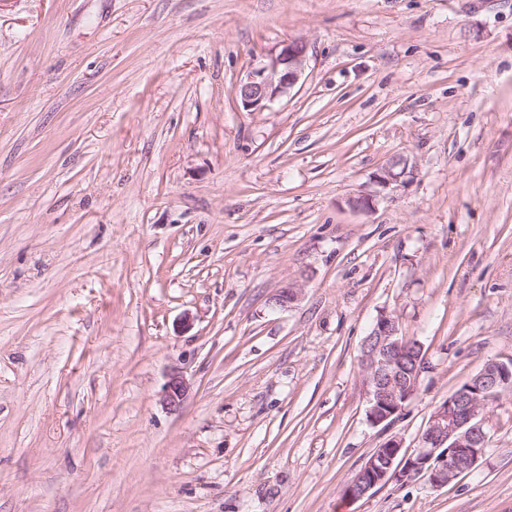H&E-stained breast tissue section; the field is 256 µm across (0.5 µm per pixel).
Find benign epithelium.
Masks as SVG:
<instances>
[{"label": "benign epithelium", "mask_w": 512, "mask_h": 512, "mask_svg": "<svg viewBox=\"0 0 512 512\" xmlns=\"http://www.w3.org/2000/svg\"><path fill=\"white\" fill-rule=\"evenodd\" d=\"M307 57L306 43L290 40L283 44L239 80L237 102L244 110L255 112L290 95L305 72ZM407 169V159L396 156L376 173L377 182L384 186L397 183ZM419 348L420 344L413 345L401 335L393 316L384 312L378 315L362 352L367 418L372 425L393 424L414 397L425 369ZM511 388L512 366L488 363L477 378L435 408L415 454H402L401 442L395 437L373 449L361 466V481L348 487L347 496L360 499L388 481L406 482L418 476L441 488L470 471L487 447L481 419L487 401ZM189 392L190 384L183 373L174 371L161 392V402L167 409L177 411Z\"/></svg>", "instance_id": "benign-epithelium-1"}]
</instances>
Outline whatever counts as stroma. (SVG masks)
I'll list each match as a JSON object with an SVG mask.
<instances>
[{"label":"stroma","instance_id":"1","mask_svg":"<svg viewBox=\"0 0 512 512\" xmlns=\"http://www.w3.org/2000/svg\"><path fill=\"white\" fill-rule=\"evenodd\" d=\"M293 39L300 83L245 111ZM383 311L426 361L387 429L361 362ZM491 360L512 0H0V512H512V391L448 486L344 493ZM308 48L300 40H290L260 66L241 78L236 88L237 102L249 112L261 110L275 99L290 95L306 67ZM407 169V159L402 156H396L392 158L391 161L378 173H376L375 177L378 183L384 186H389L393 183L399 182L407 173ZM190 384L181 371L172 372L166 381L160 398L163 405L171 410H179L189 396Z\"/></svg>","mask_w":512,"mask_h":512}]
</instances>
